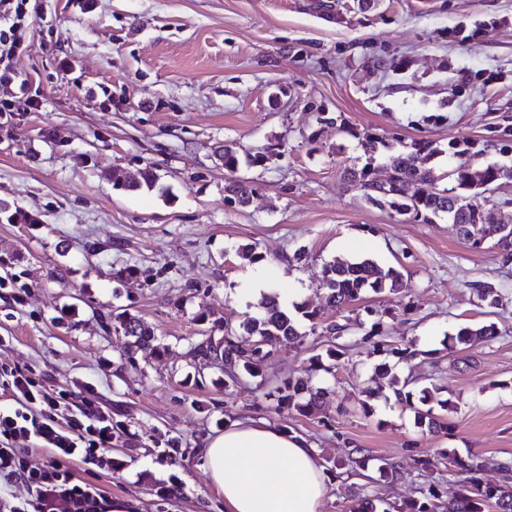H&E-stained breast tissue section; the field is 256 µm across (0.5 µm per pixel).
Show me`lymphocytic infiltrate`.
Masks as SVG:
<instances>
[{
	"label": "lymphocytic infiltrate",
	"mask_w": 512,
	"mask_h": 512,
	"mask_svg": "<svg viewBox=\"0 0 512 512\" xmlns=\"http://www.w3.org/2000/svg\"><path fill=\"white\" fill-rule=\"evenodd\" d=\"M30 0H0V83L16 78L13 60L22 50ZM0 386L10 393L0 407V474L20 476L31 489L27 498L0 499V512H101L104 497L91 485L74 481L79 464L115 466L103 458L117 426L95 397L49 388L30 372L0 365ZM27 441L50 451L41 468L25 463Z\"/></svg>",
	"instance_id": "f902f5d3"
}]
</instances>
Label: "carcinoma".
<instances>
[{
	"instance_id": "carcinoma-1",
	"label": "carcinoma",
	"mask_w": 512,
	"mask_h": 512,
	"mask_svg": "<svg viewBox=\"0 0 512 512\" xmlns=\"http://www.w3.org/2000/svg\"><path fill=\"white\" fill-rule=\"evenodd\" d=\"M457 164L451 171L461 189L487 188L512 174L505 166L489 164L480 171L473 170L472 159L479 155L473 150V143L468 140H455L448 143ZM436 150L427 141L416 142L411 150H402L390 154L386 165L390 169L389 179L377 183L370 179L371 163L361 169L346 171L347 180L363 191L364 196L379 206H388L400 215H410L416 220L430 222L434 218L448 215V208L454 207L462 212V223L472 226V234L464 236L477 248L483 239L494 241L501 250L503 260H512V234L499 235L493 228L494 220L491 210L478 209L463 202L454 193V189L439 186L440 179L432 170H423L417 164L418 155L433 157ZM402 277L393 268L382 271L371 258H359L352 261L336 260L325 265L323 286L327 290L329 303L336 308H343L360 299L367 291L381 293L385 289L396 291L400 288ZM261 314L245 320L241 327L245 334L258 336L257 346L247 350L236 345L229 337L216 340L210 336L198 342L194 354L224 363V374L229 380L238 379L241 373L252 377L260 376L261 363L264 358L261 344L271 338L294 342L300 337L297 320L284 310L275 294L263 297L260 303ZM124 336L131 339L133 346H148L155 340L151 327L140 318L122 312L116 315ZM498 335L494 325L480 328L462 327L457 339L463 344L476 340L489 339ZM322 389L313 386L310 377L290 379L279 389L278 405L294 407L300 413H307L318 402ZM441 456L450 459L462 474L460 489L456 497L448 502L446 512H512V485L488 486L483 483L481 472L483 464L477 460L465 462L446 452Z\"/></svg>"
}]
</instances>
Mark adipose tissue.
<instances>
[{
	"label": "adipose tissue",
	"mask_w": 512,
	"mask_h": 512,
	"mask_svg": "<svg viewBox=\"0 0 512 512\" xmlns=\"http://www.w3.org/2000/svg\"><path fill=\"white\" fill-rule=\"evenodd\" d=\"M201 460L224 512H320L327 493L307 439L267 421L229 424L209 437Z\"/></svg>",
	"instance_id": "adipose-tissue-1"
}]
</instances>
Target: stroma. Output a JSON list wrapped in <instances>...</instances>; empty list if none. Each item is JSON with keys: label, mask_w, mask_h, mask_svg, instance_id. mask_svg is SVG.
<instances>
[{"label": "stroma", "mask_w": 512, "mask_h": 512, "mask_svg": "<svg viewBox=\"0 0 512 512\" xmlns=\"http://www.w3.org/2000/svg\"><path fill=\"white\" fill-rule=\"evenodd\" d=\"M37 3L17 81L0 84V101L23 84L41 102L0 119V363L118 413L125 432L104 454L120 467L79 465L76 479L128 512H224L201 449L251 419L308 440L327 476L321 512H350L359 493L374 512L444 507L459 488L446 449L483 461L486 483H505L512 262L493 242L472 247L447 219L370 203L344 174L367 164L386 180V155L420 140L438 148L430 165L448 188L454 139L473 142L475 167L512 168V0ZM367 133L380 140L371 163ZM228 146L241 160L233 173ZM269 148L271 161L248 165ZM146 168L167 195L115 182ZM234 179L252 189L246 206L227 198ZM462 196L512 224V179ZM17 211L38 223L11 221ZM245 245L317 319L301 322L295 342L264 345L260 376L229 384L192 348L227 333L252 348L240 324L260 310L237 292L255 273ZM362 256L397 269L402 289L332 307L325 263ZM127 268L133 276L116 279ZM482 285L496 304L481 300ZM126 310L155 346L129 349L114 326ZM489 323L496 337L457 343L460 327ZM331 349L340 356L327 373L319 362ZM381 364L413 394L433 392L440 430L398 400ZM307 376L324 389L317 406H279L278 387ZM421 459L434 461L430 476ZM429 484L437 497L423 494Z\"/></svg>", "instance_id": "obj_1"}]
</instances>
